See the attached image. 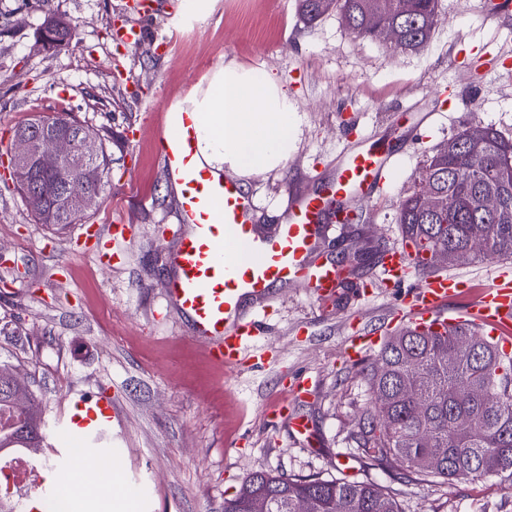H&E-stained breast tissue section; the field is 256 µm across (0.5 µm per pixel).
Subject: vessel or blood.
Listing matches in <instances>:
<instances>
[{
	"label": "vessel or blood",
	"mask_w": 512,
	"mask_h": 512,
	"mask_svg": "<svg viewBox=\"0 0 512 512\" xmlns=\"http://www.w3.org/2000/svg\"><path fill=\"white\" fill-rule=\"evenodd\" d=\"M160 152L169 178L179 188L175 245L166 262L171 274L165 300L189 318L192 334L203 343L217 365L246 364V352L259 332L275 287L296 284L328 299L339 292L340 265L324 258L321 244L335 221L331 202L370 203L386 180L390 159L368 146L342 151L336 172L319 192L289 196L288 212L272 229L253 223L252 204L237 181L214 178L197 161L198 129L195 113L180 115L175 132L161 133ZM132 230L117 221L106 230L112 262H122ZM419 261L411 245L386 249L381 258L385 280L406 278ZM467 283L459 277L435 274L422 283L412 301L397 307L393 318L421 330L444 332L449 319L443 308ZM462 321L490 336L512 332V279L498 277L461 316ZM379 336L349 337L347 359L362 358ZM121 424L109 396L98 393L72 402L67 435L101 433Z\"/></svg>",
	"instance_id": "b4317fda"
}]
</instances>
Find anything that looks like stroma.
<instances>
[{"mask_svg": "<svg viewBox=\"0 0 512 512\" xmlns=\"http://www.w3.org/2000/svg\"><path fill=\"white\" fill-rule=\"evenodd\" d=\"M127 2L0 0V141L34 116L67 110L110 158L95 206L56 230L38 223L0 157V366L42 398L46 471L57 470L66 446L60 431L70 399L104 391L121 431L97 440L95 459L139 488V512H224L225 498L257 471L372 481L403 512H512V478L418 481L396 463L373 465L354 446L369 393L359 363L342 362L343 346L356 328L389 336L395 307L421 274L368 297L348 289L340 306L304 287L275 289L252 365L209 360L188 318L165 301L178 193L156 148L168 106L202 95L225 63L271 74L296 109V126L287 162L245 181L255 223H279L289 193L318 190L314 174L329 176L344 147L379 143L389 150L391 179L363 223L338 226L323 241L331 259L365 247L359 278L376 279L382 251L403 243L398 206L433 148L471 123L512 135V7L443 0L428 45L395 54L354 37L335 15L305 24L297 0H210L177 33L170 25L184 0H157L145 16ZM51 16L74 27L69 47L41 42ZM119 25L140 27V44L116 42ZM167 37L168 51L157 50ZM119 218L133 228L124 263L77 249L83 226L101 231ZM452 272L470 285L447 304L455 313L512 273V259ZM300 377L310 379L311 394L292 403L313 426L312 448L266 414L291 401L289 385Z\"/></svg>", "mask_w": 512, "mask_h": 512, "instance_id": "obj_1", "label": "stroma"}]
</instances>
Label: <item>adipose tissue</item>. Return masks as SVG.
<instances>
[{
    "mask_svg": "<svg viewBox=\"0 0 512 512\" xmlns=\"http://www.w3.org/2000/svg\"><path fill=\"white\" fill-rule=\"evenodd\" d=\"M193 109L200 130L198 161L214 175L230 171L246 178L287 161L295 109L273 76L227 63Z\"/></svg>",
    "mask_w": 512,
    "mask_h": 512,
    "instance_id": "1",
    "label": "adipose tissue"
}]
</instances>
